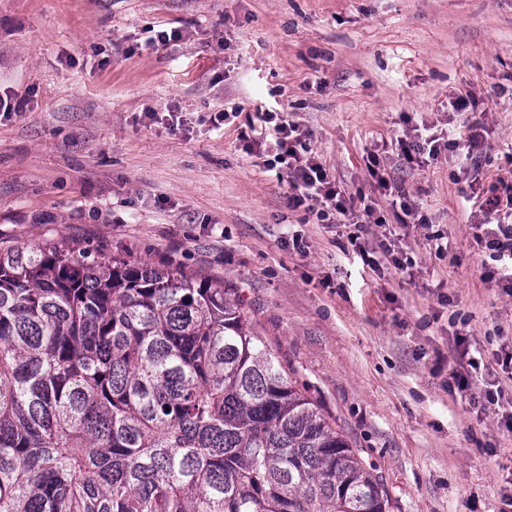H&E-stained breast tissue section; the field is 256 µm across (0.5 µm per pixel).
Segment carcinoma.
<instances>
[{"label":"carcinoma","mask_w":512,"mask_h":512,"mask_svg":"<svg viewBox=\"0 0 512 512\" xmlns=\"http://www.w3.org/2000/svg\"><path fill=\"white\" fill-rule=\"evenodd\" d=\"M235 288L0 252V512H390Z\"/></svg>","instance_id":"cac0c4a2"}]
</instances>
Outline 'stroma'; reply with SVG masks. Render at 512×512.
<instances>
[{"instance_id":"35a3bbf8","label":"stroma","mask_w":512,"mask_h":512,"mask_svg":"<svg viewBox=\"0 0 512 512\" xmlns=\"http://www.w3.org/2000/svg\"><path fill=\"white\" fill-rule=\"evenodd\" d=\"M0 94L23 103L0 114V248L62 241L239 289L391 512H512V294L465 204L512 180V0H0ZM459 94L476 109L449 111ZM259 105L385 215L408 268L375 231L289 207L237 139ZM475 123L472 179L458 152L418 167L388 148ZM371 152L429 227L401 223ZM368 168L372 179L376 182V188L381 194L392 196L395 187L391 184L386 168L382 165L376 155L370 154L368 157Z\"/></svg>"}]
</instances>
